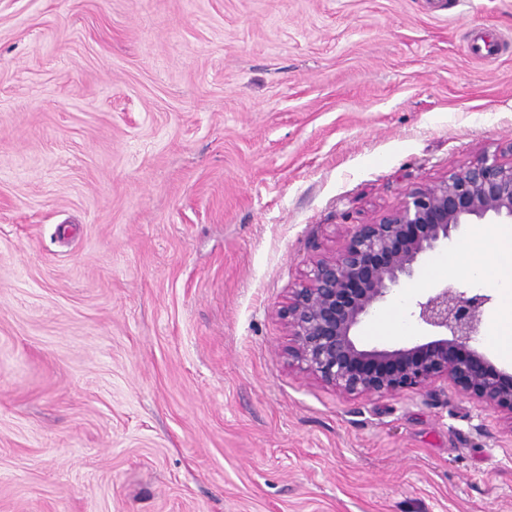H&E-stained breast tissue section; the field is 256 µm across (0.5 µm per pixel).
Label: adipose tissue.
Masks as SVG:
<instances>
[{"instance_id":"adipose-tissue-1","label":"adipose tissue","mask_w":512,"mask_h":512,"mask_svg":"<svg viewBox=\"0 0 512 512\" xmlns=\"http://www.w3.org/2000/svg\"><path fill=\"white\" fill-rule=\"evenodd\" d=\"M435 272L465 273L468 277L497 288L504 306L512 311V236L489 234L475 226L462 249L438 260Z\"/></svg>"}]
</instances>
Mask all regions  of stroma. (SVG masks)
Returning <instances> with one entry per match:
<instances>
[{
	"mask_svg": "<svg viewBox=\"0 0 512 512\" xmlns=\"http://www.w3.org/2000/svg\"><path fill=\"white\" fill-rule=\"evenodd\" d=\"M512 159V0H0V512H512L500 413L281 353L315 255ZM357 329L418 341L410 301Z\"/></svg>",
	"mask_w": 512,
	"mask_h": 512,
	"instance_id": "35a3bbf8",
	"label": "stroma"
}]
</instances>
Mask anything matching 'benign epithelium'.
I'll use <instances>...</instances> for the list:
<instances>
[{"label": "benign epithelium", "mask_w": 512, "mask_h": 512, "mask_svg": "<svg viewBox=\"0 0 512 512\" xmlns=\"http://www.w3.org/2000/svg\"><path fill=\"white\" fill-rule=\"evenodd\" d=\"M512 223V160L483 157L405 193L399 206L348 226L341 248L313 259L307 281L278 315L288 330V364L345 399L419 391L437 383L492 407L512 433V373L478 349L491 297L439 285L410 316L431 336L410 346L364 347L357 327L414 277L425 255L470 224Z\"/></svg>", "instance_id": "1"}]
</instances>
